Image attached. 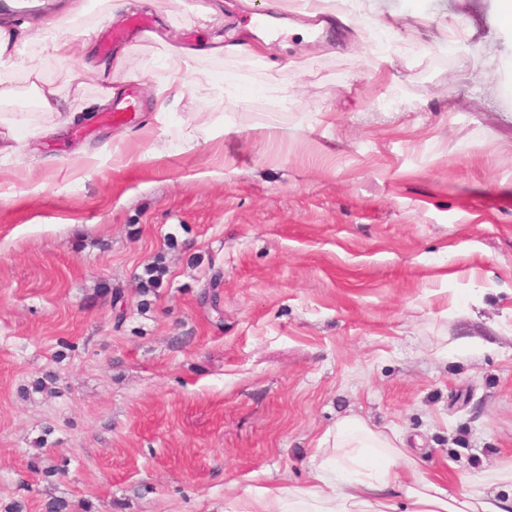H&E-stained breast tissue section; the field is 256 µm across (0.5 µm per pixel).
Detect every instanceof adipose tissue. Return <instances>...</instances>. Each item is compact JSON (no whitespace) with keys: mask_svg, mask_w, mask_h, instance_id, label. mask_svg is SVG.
Segmentation results:
<instances>
[{"mask_svg":"<svg viewBox=\"0 0 512 512\" xmlns=\"http://www.w3.org/2000/svg\"><path fill=\"white\" fill-rule=\"evenodd\" d=\"M36 94L43 112L61 115L58 89L34 67L26 84L0 83V101ZM308 487L280 486L246 497L225 496L224 512H512V496L482 489L450 492L422 469L398 434L374 429L348 416L326 432L310 457Z\"/></svg>","mask_w":512,"mask_h":512,"instance_id":"adipose-tissue-1","label":"adipose tissue"}]
</instances>
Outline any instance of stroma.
<instances>
[{
	"label": "stroma",
	"mask_w": 512,
	"mask_h": 512,
	"mask_svg": "<svg viewBox=\"0 0 512 512\" xmlns=\"http://www.w3.org/2000/svg\"><path fill=\"white\" fill-rule=\"evenodd\" d=\"M302 8L272 38L261 0H145L152 34L105 52L98 0H0L77 115L0 103L26 122L0 154V512H223L308 486L351 414L453 492L512 464V30L498 0H362L316 36ZM77 14L95 40L41 54ZM244 40L277 68L199 54L158 111L172 49ZM116 57L103 105L74 75Z\"/></svg>",
	"instance_id": "obj_1"
}]
</instances>
